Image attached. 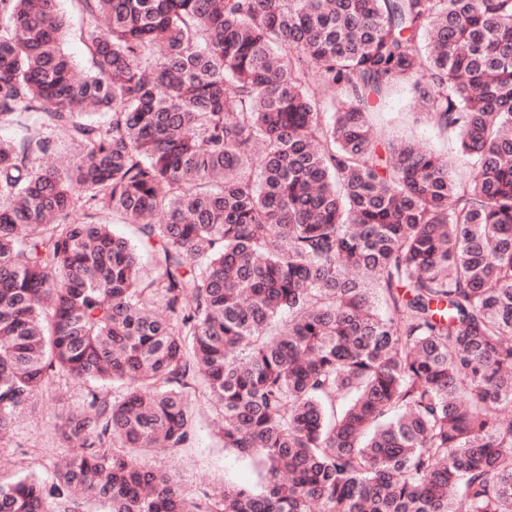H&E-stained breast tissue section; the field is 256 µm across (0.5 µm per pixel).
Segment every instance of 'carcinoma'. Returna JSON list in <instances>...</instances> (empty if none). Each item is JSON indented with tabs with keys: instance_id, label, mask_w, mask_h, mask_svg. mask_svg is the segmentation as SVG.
Returning a JSON list of instances; mask_svg holds the SVG:
<instances>
[{
	"instance_id": "cac0c4a2",
	"label": "carcinoma",
	"mask_w": 512,
	"mask_h": 512,
	"mask_svg": "<svg viewBox=\"0 0 512 512\" xmlns=\"http://www.w3.org/2000/svg\"><path fill=\"white\" fill-rule=\"evenodd\" d=\"M71 4L81 75L58 0H0V446L86 383L81 452L0 512H512V0ZM407 82L469 179L382 150ZM201 397L256 483L146 462Z\"/></svg>"
}]
</instances>
